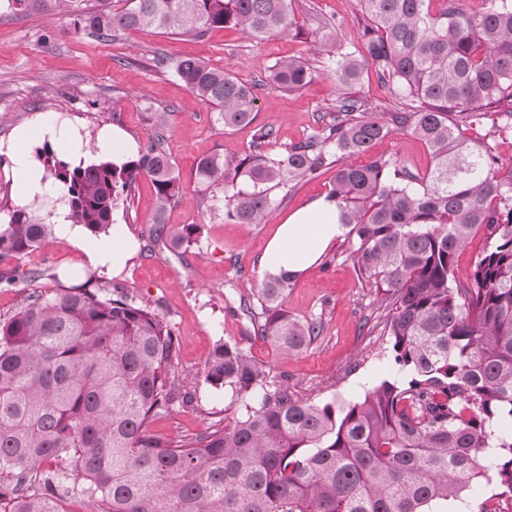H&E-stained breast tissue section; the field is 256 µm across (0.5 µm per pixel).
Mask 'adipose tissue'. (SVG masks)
<instances>
[{"label": "adipose tissue", "mask_w": 512, "mask_h": 512, "mask_svg": "<svg viewBox=\"0 0 512 512\" xmlns=\"http://www.w3.org/2000/svg\"><path fill=\"white\" fill-rule=\"evenodd\" d=\"M70 131L68 122L59 115L39 114L15 128L8 139H0V156L10 168L13 191L19 201L28 203L50 193L44 170L33 153L35 145L46 143L62 147V159L74 165L101 156L110 157L113 163L120 165L138 152L136 140L114 125L103 129L94 141L77 145L73 144ZM343 231L335 202L319 197L293 212L278 226L259 260L260 267L271 276L302 273L318 262ZM133 245L127 226L116 224L107 240L86 247L85 254L90 265H108L118 270L125 266Z\"/></svg>", "instance_id": "obj_1"}]
</instances>
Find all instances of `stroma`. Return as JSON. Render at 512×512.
Listing matches in <instances>:
<instances>
[{
  "mask_svg": "<svg viewBox=\"0 0 512 512\" xmlns=\"http://www.w3.org/2000/svg\"><path fill=\"white\" fill-rule=\"evenodd\" d=\"M293 7L303 27L301 36L264 41L229 28L210 30L200 38L127 31L116 40H100L74 33L65 17L52 20L0 11V138L36 114L51 112L70 117L84 139H95L102 126L116 124L143 145L155 133L147 113L167 115L164 148L182 182V193L167 219L200 225L197 244L146 251L155 192L143 177L113 212L114 222L126 225L136 241V251L120 273L92 267L79 246L60 237L22 260L0 261V270L17 266L51 272L50 277L13 288L0 284V318L12 314L25 294L90 273L165 315L178 341L177 370L192 401L156 418L150 429L158 434H197L224 416L240 414V405L231 404L229 395L204 378L205 361L220 340L247 351L265 364L271 383L288 384L297 398L310 403H354L381 380L397 375L383 334L377 290L359 276L343 236L288 290L286 306L293 316L321 320L318 339L305 351L286 356L254 335L240 302L263 278L258 261L289 214L329 193L336 169L325 167L289 192H276L262 223L225 221L223 194L202 200L193 182L194 168L200 158L214 153L229 160L241 157L253 130L224 128L216 106L192 94L173 69L161 70L152 62L159 55L190 56L250 83L264 78L279 58L304 57L316 75L303 90L268 86L259 92L256 122L275 127L272 148L284 151L312 135L343 92L319 46L324 34L319 19H334V34L345 45L360 40L356 0H293ZM371 153L419 174L431 165L427 147L400 131L378 141Z\"/></svg>",
  "mask_w": 512,
  "mask_h": 512,
  "instance_id": "stroma-1",
  "label": "stroma"
}]
</instances>
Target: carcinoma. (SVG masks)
<instances>
[{"label":"carcinoma","mask_w":512,"mask_h":512,"mask_svg":"<svg viewBox=\"0 0 512 512\" xmlns=\"http://www.w3.org/2000/svg\"><path fill=\"white\" fill-rule=\"evenodd\" d=\"M0 0L12 14H65L73 29L109 39L126 30L203 36L235 28L254 39L298 36L293 0ZM360 46L326 52L336 82H358L362 62L404 100L390 120L355 95L336 99L306 141L281 153L266 147L275 129L254 130L249 151L201 158L195 181L205 196L224 192V220L258 224L273 191L341 162L329 198L347 228L359 274L383 295L384 334L400 376L383 379L353 404L295 398L242 348L218 341L205 380L245 413L190 438L158 436L150 423L187 393L172 372L177 342L170 321L90 275L55 280L0 319V512H65L69 466L84 475L76 492L92 512H435L479 479L512 499V177L467 131L493 110L512 131V0L480 13L466 0H358ZM188 89L219 107L224 128L247 127L257 84L195 58H153ZM303 57L276 61L267 80L293 92L311 82ZM157 133L121 166L107 159L72 165L47 146L35 150L45 178L69 207L71 223L109 235L119 199L137 179L153 184V242L174 249L198 242L201 225L167 223L182 182ZM428 148L421 177L373 159L356 165L394 130ZM33 204L8 210L0 261L50 245L55 225ZM487 247L469 281L452 283L456 255L478 230ZM44 276L14 267L0 282ZM291 275L267 276L245 305L254 334L300 353L321 322L285 306Z\"/></svg>","instance_id":"obj_1"}]
</instances>
